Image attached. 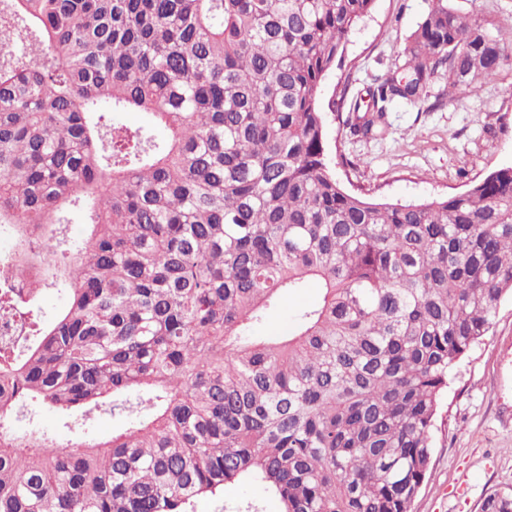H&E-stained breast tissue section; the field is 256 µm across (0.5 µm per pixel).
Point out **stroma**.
I'll use <instances>...</instances> for the list:
<instances>
[{
	"instance_id": "obj_1",
	"label": "stroma",
	"mask_w": 512,
	"mask_h": 512,
	"mask_svg": "<svg viewBox=\"0 0 512 512\" xmlns=\"http://www.w3.org/2000/svg\"><path fill=\"white\" fill-rule=\"evenodd\" d=\"M512 38V0H449ZM431 0H375L371 14L344 40L342 57L321 95L325 148L337 178L350 191L417 202L463 192L490 172L512 166V63L478 91H460L431 109L395 104L380 137L351 135L346 105L375 79L395 70L409 35ZM319 296L315 284L282 298L263 334L291 329L294 316ZM445 422L411 512H480L494 489L512 488V298L494 325L455 369L444 398ZM191 512H280L278 498L256 480L226 484L198 498Z\"/></svg>"
}]
</instances>
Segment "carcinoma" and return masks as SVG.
<instances>
[{"label":"carcinoma","instance_id":"carcinoma-1","mask_svg":"<svg viewBox=\"0 0 512 512\" xmlns=\"http://www.w3.org/2000/svg\"><path fill=\"white\" fill-rule=\"evenodd\" d=\"M374 2L0 0V315L29 314L0 340V512H187L248 478L281 512H410L449 378L512 296V166L420 203L341 186L322 84ZM511 58L432 0L350 128ZM35 404L81 436L10 431ZM102 411L129 425L90 437ZM319 296V288L314 283H309L298 293L289 294L282 298L277 311L269 322L257 328L258 334L273 332H287L294 324V315L300 309L314 302Z\"/></svg>","mask_w":512,"mask_h":512}]
</instances>
